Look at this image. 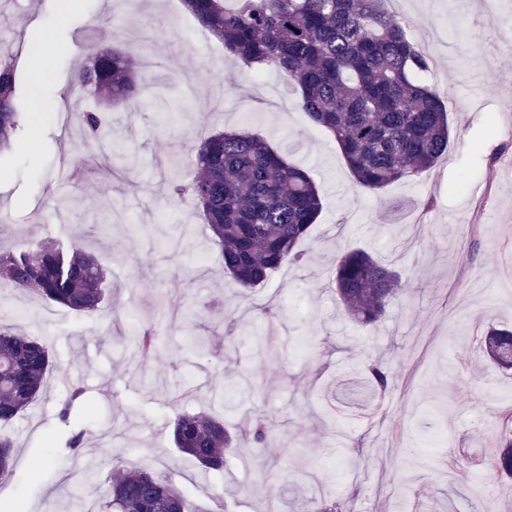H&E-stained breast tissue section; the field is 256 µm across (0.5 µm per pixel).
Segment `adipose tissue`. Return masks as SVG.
<instances>
[{"label":"adipose tissue","instance_id":"1","mask_svg":"<svg viewBox=\"0 0 512 512\" xmlns=\"http://www.w3.org/2000/svg\"><path fill=\"white\" fill-rule=\"evenodd\" d=\"M80 2L81 0H56L54 10L42 35L44 47L41 51L36 52L32 58L33 81L30 89L32 108L23 118L30 134H38L40 120L48 113L42 96V87L50 76L51 62L57 51V44L53 39V35L56 31L70 26L73 15L80 6Z\"/></svg>","mask_w":512,"mask_h":512}]
</instances>
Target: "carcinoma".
I'll list each match as a JSON object with an SVG mask.
<instances>
[{
  "mask_svg": "<svg viewBox=\"0 0 512 512\" xmlns=\"http://www.w3.org/2000/svg\"><path fill=\"white\" fill-rule=\"evenodd\" d=\"M184 0L188 11L248 67H268L300 92L309 119L325 127L339 145L358 186L378 191L431 169L448 150L451 127L438 89L424 83L430 58L411 40L385 0ZM77 84L104 106L79 116L89 147L122 160L128 148L112 141L105 112L133 98L142 75L121 50L90 44ZM13 60L0 58V154L9 150L19 125ZM198 174L174 182L171 192L200 215L224 262V272L242 288L264 283L284 264L302 261L298 250L323 204L309 174L263 138L247 130H224L194 148ZM6 288L33 293L72 312H92L108 301L112 284L95 258L75 245L26 244L0 252ZM337 295L363 325L377 322L396 295L395 271L364 251H350L337 263ZM138 349L155 350L156 330L144 322L134 330ZM512 329L484 332L486 358L501 369ZM47 343L0 327V425L24 416L41 398L54 366ZM358 392L375 400L391 390V377L376 361L356 368ZM249 428L234 435L210 413H179L173 441L205 471H224V451L242 440L263 445L266 417L248 412ZM15 445L0 434V482L13 472ZM493 470L512 477V412L502 415L493 438ZM72 512H187L174 480L150 469H118L93 507L70 489ZM307 512H341V504L312 498Z\"/></svg>",
  "mask_w": 512,
  "mask_h": 512,
  "instance_id": "1",
  "label": "carcinoma"
}]
</instances>
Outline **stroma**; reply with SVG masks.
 Listing matches in <instances>:
<instances>
[{"instance_id":"35a3bbf8","label":"stroma","mask_w":512,"mask_h":512,"mask_svg":"<svg viewBox=\"0 0 512 512\" xmlns=\"http://www.w3.org/2000/svg\"><path fill=\"white\" fill-rule=\"evenodd\" d=\"M51 0H0V36L28 106L29 38ZM484 0H401L395 18L414 41L438 35L432 86L475 104L450 113L448 149L436 166L377 193L359 188L330 132L309 121L299 97L270 68L243 66L184 8L181 0H84L70 28L56 32L64 50L44 87L59 98L35 149L0 162V241L80 243L112 273L108 305L75 314L30 294L0 293V324L47 342L55 364L33 412L5 427L16 444L12 477L0 483V512H70L62 493L71 471L106 479L113 465L150 466L173 475L192 512H281L310 486L346 512H464L470 483L446 479L452 448L482 444L470 419L498 420L512 407V378L490 369L475 336L460 329L457 309L472 322L512 323V50L471 26ZM114 45L133 59L151 57L147 77L174 96L184 77L198 93L189 111L165 123L152 104L112 108V137L133 148L138 163L122 176L90 160L76 116L91 96L72 88L85 62L80 44ZM496 59L487 80L482 60ZM247 128L305 168L324 200L299 248L308 260L283 265L260 287L244 289L208 249L202 219L167 194L169 183L194 175L189 147L200 137ZM112 200L119 215L97 224L92 213ZM362 249L397 271L401 290L381 319L366 327L346 313L330 285L336 259ZM476 273L481 285L469 287ZM280 308L274 343L259 352L248 337L224 342V311L248 308L250 327L265 328L262 306ZM145 319L158 322L155 354L129 341ZM115 342L104 340V332ZM378 359L392 377L380 408L352 395L345 375L356 362ZM253 377L247 406L276 423L264 450L243 448L224 459L223 475L203 474L173 445L176 413L208 410L238 431L242 414L213 400L225 373ZM491 378L500 402L476 389ZM70 427L97 435L90 447L58 448L67 428L57 413L74 387Z\"/></svg>"}]
</instances>
